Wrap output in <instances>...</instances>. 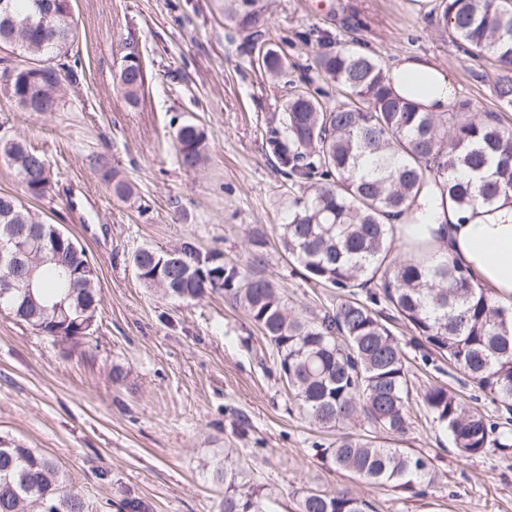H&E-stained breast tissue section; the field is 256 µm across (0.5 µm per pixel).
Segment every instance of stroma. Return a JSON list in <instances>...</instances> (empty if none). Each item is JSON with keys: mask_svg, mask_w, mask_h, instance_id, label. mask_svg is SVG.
I'll return each mask as SVG.
<instances>
[{"mask_svg": "<svg viewBox=\"0 0 512 512\" xmlns=\"http://www.w3.org/2000/svg\"><path fill=\"white\" fill-rule=\"evenodd\" d=\"M77 35L55 112H24L0 94V124L44 153L58 176L51 196L24 198L0 161V193L72 234L97 268L102 303L88 343L41 336L0 313V436L56 461L87 512H221L225 460L244 466L275 512H298L303 490L350 491L376 512H512V447L459 456L419 400L403 445L430 458L436 478L426 495L379 486L333 469L320 451L335 432L311 426L288 401L270 343L243 309L208 293L180 302L144 287L132 265L140 247L193 243L252 266L254 231L271 242L264 274L290 311L310 318L336 304L337 292L307 281L278 247L289 192L265 141L289 81L312 64L313 27L337 41L360 38L382 64L404 54L432 56L454 70L458 96L477 112H502L482 80L486 61L466 58L444 28L412 0H270L269 26L292 66L273 80L249 66L240 36H229L219 0H73ZM141 60L146 82L130 105L116 73L126 54ZM185 120L208 134L209 160L182 169L173 133ZM133 183L118 201L99 164ZM406 345L417 389L441 383L492 423L506 412L470 378ZM121 369L124 378L114 381Z\"/></svg>", "mask_w": 512, "mask_h": 512, "instance_id": "35a3bbf8", "label": "stroma"}]
</instances>
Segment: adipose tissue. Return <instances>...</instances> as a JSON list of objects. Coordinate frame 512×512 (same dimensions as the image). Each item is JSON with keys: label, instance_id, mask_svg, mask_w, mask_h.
Returning <instances> with one entry per match:
<instances>
[{"label": "adipose tissue", "instance_id": "ef3b65f1", "mask_svg": "<svg viewBox=\"0 0 512 512\" xmlns=\"http://www.w3.org/2000/svg\"><path fill=\"white\" fill-rule=\"evenodd\" d=\"M387 75L393 90L422 111L443 114L456 108L453 73L429 57H397ZM393 222L397 234L421 242L431 257L456 261L491 288L497 301L512 306V196L462 210L433 182Z\"/></svg>", "mask_w": 512, "mask_h": 512}]
</instances>
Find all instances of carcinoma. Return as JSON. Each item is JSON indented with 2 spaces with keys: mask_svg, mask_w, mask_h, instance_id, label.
<instances>
[{
  "mask_svg": "<svg viewBox=\"0 0 512 512\" xmlns=\"http://www.w3.org/2000/svg\"><path fill=\"white\" fill-rule=\"evenodd\" d=\"M38 0H11L12 20L0 17V44L20 49L27 59L13 66L17 78L0 92L22 110L42 102L58 109L52 75L76 36V22L58 10L44 29ZM437 24L454 45L495 68L491 92L512 108V0H440ZM266 0H224V22L242 36L241 51L271 77L288 72V57L272 38ZM319 52L314 75L291 83L278 125L267 131L277 173L298 194L288 201V221L279 242L302 268L306 280L339 292L336 308L317 319L288 312L278 288L256 272L226 265L221 255L186 242L169 256L152 247L133 255L138 278L163 295L193 300L208 291L243 308L270 342L288 397L309 423L337 430L325 458L338 469L383 486L411 490L436 477L426 457L391 440L410 431L411 379L404 351L390 328L400 320L417 344L439 354L492 400L512 411V309L497 304L489 288L448 259L426 255L421 245L403 258L392 256L391 217L434 178L461 209L490 205L512 193V122L496 112L470 111L466 99L454 112L437 116L397 95L378 56L353 39L331 46L328 32L303 35ZM340 88L332 104L323 85ZM118 85L131 104L145 85L143 67L121 65ZM176 154L186 171L207 158V133L192 121L175 133ZM0 158L13 167L23 192L43 199L57 179L45 155L14 136ZM119 200L132 185L115 169L103 171ZM46 221L10 194H0V237L12 226L32 228ZM32 288L0 295V309L39 334L75 346L91 337L65 327L55 307H81L97 317L98 277L80 271L91 264L85 248L58 250L57 257L31 256ZM385 301L390 317L375 309ZM433 421L444 428L459 455L476 457L507 446L512 431L487 423L467 410L448 389L432 385L420 393ZM364 416L375 434L344 428ZM224 484L223 512H267L260 485L233 464L215 473ZM371 506L349 491H302L299 512H369ZM0 512H86L85 501L43 454L0 436Z\"/></svg>",
  "mask_w": 512,
  "mask_h": 512,
  "instance_id": "1",
  "label": "carcinoma"
}]
</instances>
